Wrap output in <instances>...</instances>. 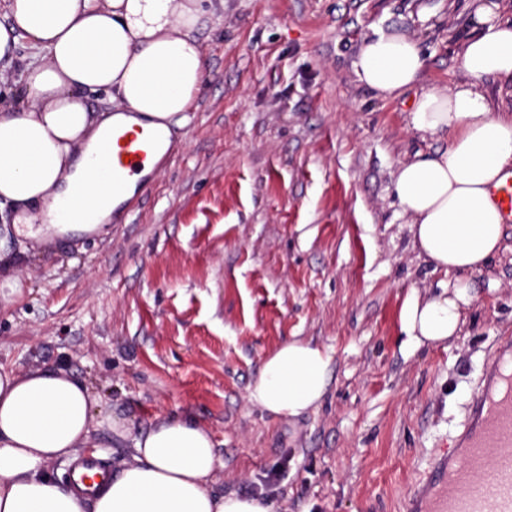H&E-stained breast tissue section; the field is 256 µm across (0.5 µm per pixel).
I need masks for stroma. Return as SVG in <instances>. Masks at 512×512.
<instances>
[{
  "label": "stroma",
  "instance_id": "35a3bbf8",
  "mask_svg": "<svg viewBox=\"0 0 512 512\" xmlns=\"http://www.w3.org/2000/svg\"><path fill=\"white\" fill-rule=\"evenodd\" d=\"M465 0H212L196 31L208 79L171 158L107 236L44 244L0 297V365L62 367L103 411L146 430L189 418L214 438V491L279 512H408L454 447L500 339L512 337L506 251L474 275L460 336L411 355V293L443 273L412 246L400 161L439 148L408 128L416 96L462 74ZM419 39L425 66L381 99L354 73L375 31ZM331 351L318 408L285 420L247 387L280 344Z\"/></svg>",
  "mask_w": 512,
  "mask_h": 512
}]
</instances>
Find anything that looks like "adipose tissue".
<instances>
[{"label":"adipose tissue","instance_id":"ef3b65f1","mask_svg":"<svg viewBox=\"0 0 512 512\" xmlns=\"http://www.w3.org/2000/svg\"><path fill=\"white\" fill-rule=\"evenodd\" d=\"M208 0H0V57L19 41L30 49L20 91L0 74V208L15 212L0 226V267L11 268L10 237L106 233L107 219L130 198L99 182L90 160L113 133L138 128L169 137L207 80L195 32ZM470 29L457 43L464 75L453 89L422 92L409 112L421 140L445 147L400 162L395 191L410 219L420 256L451 275L439 294H411L400 311L401 347L414 353L459 335L475 299L470 277L503 249L504 223L490 189L512 170V111H495L488 80L512 95V15L503 0H467ZM425 59L417 38L380 31L366 37L354 63L360 83L383 99L420 78ZM110 96L113 113L94 116L84 94ZM79 201L83 222L59 212ZM332 356L293 339L267 355L247 388L249 402L293 419L318 408L331 378ZM89 386L64 369L19 373L0 366V512H278L276 501L220 495L211 487L217 455L203 425L170 418L132 433L110 414L94 416ZM130 441L132 460L97 495L84 496L47 470L92 445L94 426Z\"/></svg>","mask_w":512,"mask_h":512}]
</instances>
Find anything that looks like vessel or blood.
Listing matches in <instances>:
<instances>
[{
  "instance_id": "b4317fda",
  "label": "vessel or blood",
  "mask_w": 512,
  "mask_h": 512,
  "mask_svg": "<svg viewBox=\"0 0 512 512\" xmlns=\"http://www.w3.org/2000/svg\"><path fill=\"white\" fill-rule=\"evenodd\" d=\"M160 138L140 131L113 135L95 174L120 192L127 174L138 172ZM506 223H512V174L491 189ZM473 418L461 445L437 457L429 472L425 512H512V388L497 394L482 384L472 403ZM112 472L87 458L73 473L75 484L94 494Z\"/></svg>"
}]
</instances>
